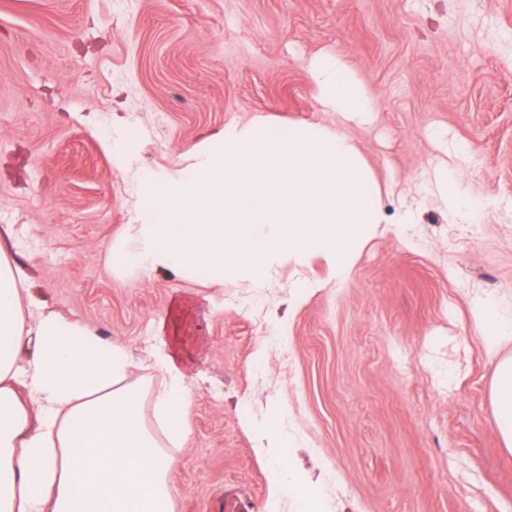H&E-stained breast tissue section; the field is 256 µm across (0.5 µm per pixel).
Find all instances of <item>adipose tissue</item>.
I'll use <instances>...</instances> for the list:
<instances>
[{"label":"adipose tissue","instance_id":"adipose-tissue-1","mask_svg":"<svg viewBox=\"0 0 512 512\" xmlns=\"http://www.w3.org/2000/svg\"><path fill=\"white\" fill-rule=\"evenodd\" d=\"M310 72L326 111L367 122L377 109L365 83L338 59ZM28 274L0 244V512H174L172 450L188 435L190 351L206 339L191 296L156 326L154 366L165 377L143 391L134 362L87 323L39 308ZM494 359V423L512 447V306L488 299L473 310Z\"/></svg>","mask_w":512,"mask_h":512}]
</instances>
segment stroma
<instances>
[{"label":"stroma","mask_w":512,"mask_h":512,"mask_svg":"<svg viewBox=\"0 0 512 512\" xmlns=\"http://www.w3.org/2000/svg\"><path fill=\"white\" fill-rule=\"evenodd\" d=\"M370 89L346 131L396 182L350 276L285 257L269 286L124 268L146 181L191 176L227 129L341 123L310 60ZM461 173L486 209L433 194ZM415 221L398 223L405 206ZM51 310L151 362L174 297L198 305L175 512H512V451L493 424V365L472 306L512 292V0H0V230ZM317 287L293 299V283ZM262 295L257 311L240 302ZM295 437L288 474L258 431Z\"/></svg>","instance_id":"35a3bbf8"}]
</instances>
